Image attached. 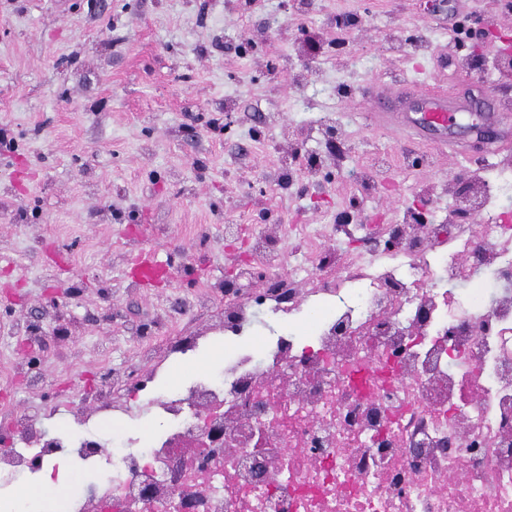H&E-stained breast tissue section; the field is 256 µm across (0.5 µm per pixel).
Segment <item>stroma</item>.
<instances>
[{"label":"stroma","mask_w":512,"mask_h":512,"mask_svg":"<svg viewBox=\"0 0 512 512\" xmlns=\"http://www.w3.org/2000/svg\"><path fill=\"white\" fill-rule=\"evenodd\" d=\"M0 0V416L54 407L145 372L150 353L205 334L203 372L229 347L211 331L225 276L252 264L268 218L283 272L309 265L301 236L349 247L336 217L348 172L392 163L364 199L362 224H396L424 202L453 226L468 155L373 124L368 86L396 80L453 90L462 80L512 98L499 43L457 41L479 18L512 38L504 0ZM357 16L337 48V15ZM234 124L225 127V116ZM149 250L162 278L127 269ZM104 414L73 427L111 447L113 431L152 429Z\"/></svg>","instance_id":"obj_1"}]
</instances>
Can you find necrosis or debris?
Segmentation results:
<instances>
[{
    "label": "necrosis or debris",
    "instance_id": "1",
    "mask_svg": "<svg viewBox=\"0 0 512 512\" xmlns=\"http://www.w3.org/2000/svg\"><path fill=\"white\" fill-rule=\"evenodd\" d=\"M496 216L457 240L502 283L486 303L449 293L457 261L434 262L420 224L381 264L321 248L312 293L331 306L308 341L265 337L223 380L168 390L150 438L80 442L103 477L93 512H512V225ZM0 426L25 437L1 474L55 460L34 421Z\"/></svg>",
    "mask_w": 512,
    "mask_h": 512
}]
</instances>
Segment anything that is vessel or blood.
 <instances>
[{
	"instance_id": "obj_1",
	"label": "vessel or blood",
	"mask_w": 512,
	"mask_h": 512,
	"mask_svg": "<svg viewBox=\"0 0 512 512\" xmlns=\"http://www.w3.org/2000/svg\"><path fill=\"white\" fill-rule=\"evenodd\" d=\"M369 98L375 104L371 113L372 118L397 112L408 113L406 127L412 134L432 138L448 150L457 149V116L470 103L467 87L462 86L449 93L439 88H422L414 85L395 96L373 92ZM481 126L489 139L492 151H500L506 141L498 134L494 107L484 108ZM129 266L142 287H151L156 282L158 271L151 260L150 252H138L130 260Z\"/></svg>"
}]
</instances>
